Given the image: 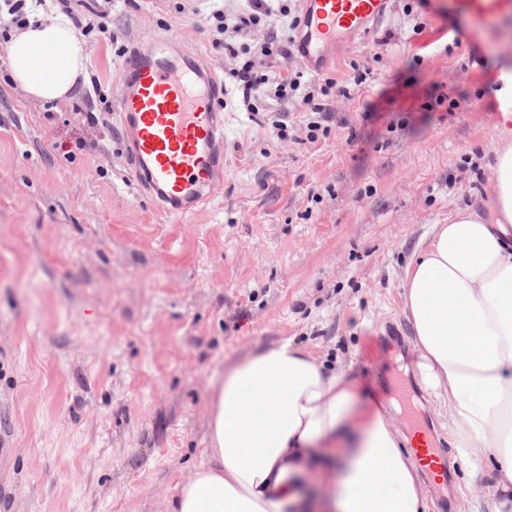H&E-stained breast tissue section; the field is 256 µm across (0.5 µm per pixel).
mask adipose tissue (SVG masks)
<instances>
[{
	"label": "adipose tissue",
	"mask_w": 512,
	"mask_h": 512,
	"mask_svg": "<svg viewBox=\"0 0 512 512\" xmlns=\"http://www.w3.org/2000/svg\"><path fill=\"white\" fill-rule=\"evenodd\" d=\"M7 42L11 82L65 104L86 81L85 45L60 7H26ZM497 92L503 141L486 200L433 225L404 270L416 368L447 419L463 477L483 466L490 512H512V68ZM351 370L292 343L253 350L211 382L205 458L171 512H428L410 439L360 404Z\"/></svg>",
	"instance_id": "1"
}]
</instances>
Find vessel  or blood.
Wrapping results in <instances>:
<instances>
[{
	"instance_id": "vessel-or-blood-1",
	"label": "vessel or blood",
	"mask_w": 512,
	"mask_h": 512,
	"mask_svg": "<svg viewBox=\"0 0 512 512\" xmlns=\"http://www.w3.org/2000/svg\"><path fill=\"white\" fill-rule=\"evenodd\" d=\"M389 0H302L295 31L300 62L326 63L344 40L366 36L388 12ZM448 11L476 34L512 15V0H448ZM158 39L151 56L132 55L125 91L114 110L122 146L142 194L169 215H185L218 197L224 180L223 81L193 53L172 56Z\"/></svg>"
}]
</instances>
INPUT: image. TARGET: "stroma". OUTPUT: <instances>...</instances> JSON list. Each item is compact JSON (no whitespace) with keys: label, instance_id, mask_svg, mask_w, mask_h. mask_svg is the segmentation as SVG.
I'll use <instances>...</instances> for the list:
<instances>
[{"label":"stroma","instance_id":"obj_1","mask_svg":"<svg viewBox=\"0 0 512 512\" xmlns=\"http://www.w3.org/2000/svg\"><path fill=\"white\" fill-rule=\"evenodd\" d=\"M69 7L89 82L68 106L12 88L0 41V512H169L213 373L284 341L352 365L378 405L399 376L450 448L399 294L432 226L487 196L512 16L476 40L429 0H389L320 71L275 58L323 105L313 132L302 95L241 107L210 0ZM160 34L231 90L223 195L179 218L140 195L112 114L125 60Z\"/></svg>","mask_w":512,"mask_h":512}]
</instances>
